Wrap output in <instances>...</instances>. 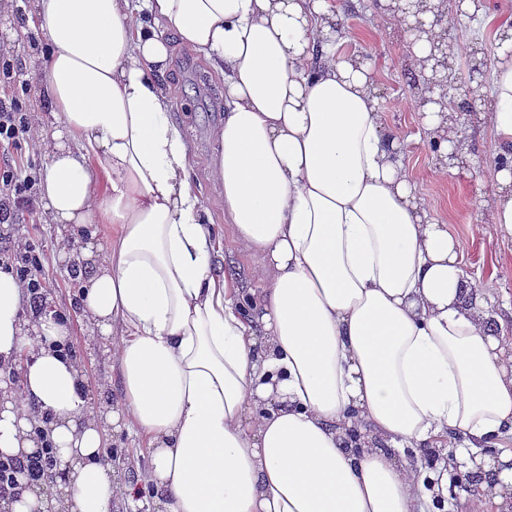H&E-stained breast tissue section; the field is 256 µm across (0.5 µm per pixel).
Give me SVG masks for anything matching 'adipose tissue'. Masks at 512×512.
Listing matches in <instances>:
<instances>
[{
	"label": "adipose tissue",
	"mask_w": 512,
	"mask_h": 512,
	"mask_svg": "<svg viewBox=\"0 0 512 512\" xmlns=\"http://www.w3.org/2000/svg\"><path fill=\"white\" fill-rule=\"evenodd\" d=\"M335 0H35L36 74L59 129L40 185L85 247L82 304L113 339L118 419L147 443L135 486L103 459L65 317H22L0 270V366L29 363L0 408V453L70 468L66 512L136 488L162 512H431L448 497L398 450L512 436V337L466 306L461 248L417 198L368 70L338 51ZM224 76L220 192L200 201L162 83L171 48ZM512 163V61L491 70ZM259 287L213 264L212 211Z\"/></svg>",
	"instance_id": "1"
}]
</instances>
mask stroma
<instances>
[{
  "instance_id": "1",
  "label": "stroma",
  "mask_w": 512,
  "mask_h": 512,
  "mask_svg": "<svg viewBox=\"0 0 512 512\" xmlns=\"http://www.w3.org/2000/svg\"><path fill=\"white\" fill-rule=\"evenodd\" d=\"M340 4L344 12V35L339 41L342 55L363 61L371 71L373 95L384 128L398 140L404 170L416 196L425 201L433 214L446 220L461 245L463 266L474 295L484 301L495 319L505 322L507 332L512 334V233L491 224L486 206L498 185V150L490 116L489 88H482L483 98L476 103L480 119L462 128L469 144L467 166L451 168L442 177L434 175L437 155L420 147L432 133L422 118L417 87L411 79V48L400 28L386 25L372 0H340ZM30 6L31 0H0V40L13 42L15 57L31 88L24 106L42 111L44 126L50 131L57 122L46 110L47 102L32 68L41 49L25 31ZM475 27V21L459 16L439 30L453 50L452 62L457 73L466 72L474 49H481L491 62L504 51L494 35L475 42ZM163 84L171 98L170 117L181 127L188 143L195 191L201 200H208L219 191L210 177L215 154L211 130L224 118V79L204 57L178 50ZM212 221L215 267L235 272L242 288L258 287L259 282L252 274L253 261L237 251L223 214H213ZM17 223L20 232L30 237L45 255L46 270L55 287L52 302L68 317L89 405L112 409L122 398L117 363L111 343L91 336L87 318L79 307L80 288L69 279L67 263L61 258L62 252L70 250V242L41 208L21 210Z\"/></svg>"
}]
</instances>
